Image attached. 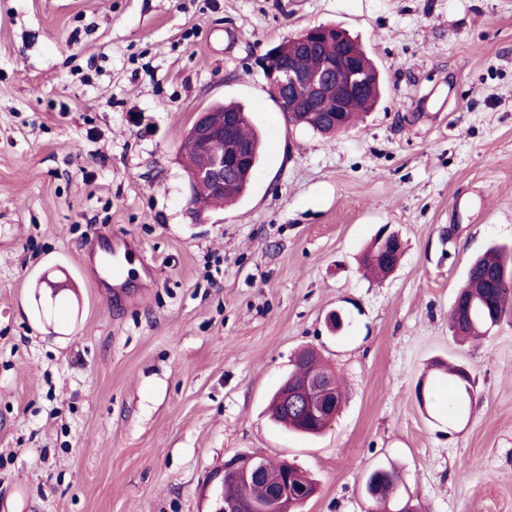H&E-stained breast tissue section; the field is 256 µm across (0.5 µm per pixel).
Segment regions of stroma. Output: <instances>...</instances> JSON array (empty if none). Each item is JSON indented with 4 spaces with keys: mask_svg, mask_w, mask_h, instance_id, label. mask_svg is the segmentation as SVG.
I'll return each mask as SVG.
<instances>
[{
    "mask_svg": "<svg viewBox=\"0 0 512 512\" xmlns=\"http://www.w3.org/2000/svg\"><path fill=\"white\" fill-rule=\"evenodd\" d=\"M319 24L384 77L331 139L259 66ZM224 100L262 161L236 205L193 206L182 146ZM383 228L404 253L373 280ZM126 239L120 300L79 264ZM511 243L512 0H0V512H213L208 475L250 454L317 479L301 512H370L390 464L420 512H512V323L448 329L470 259ZM304 348L345 389L316 437L268 415ZM448 376L451 380L452 392L448 395V408H454L457 415H463L470 407L472 393L468 372L460 367H449Z\"/></svg>",
    "mask_w": 512,
    "mask_h": 512,
    "instance_id": "35a3bbf8",
    "label": "stroma"
}]
</instances>
